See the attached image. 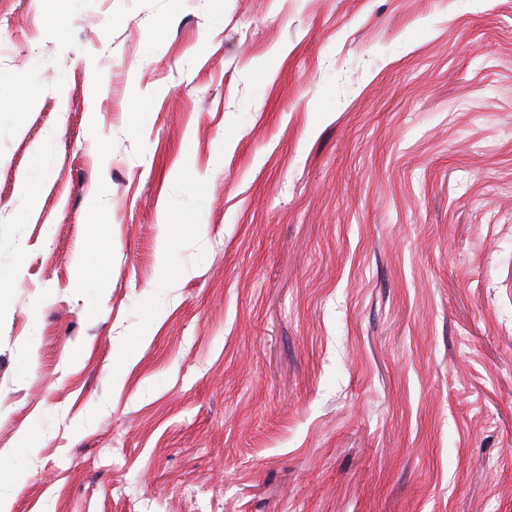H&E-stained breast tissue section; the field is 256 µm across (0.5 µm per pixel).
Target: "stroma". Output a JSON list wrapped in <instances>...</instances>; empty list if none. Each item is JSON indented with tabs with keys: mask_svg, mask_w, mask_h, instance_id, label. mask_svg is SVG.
Segmentation results:
<instances>
[{
	"mask_svg": "<svg viewBox=\"0 0 512 512\" xmlns=\"http://www.w3.org/2000/svg\"><path fill=\"white\" fill-rule=\"evenodd\" d=\"M0 499L512 512V0H0ZM110 266V255L108 251L101 248L93 253H88L83 257L79 264L80 273L93 270L97 274L104 276L107 274Z\"/></svg>",
	"mask_w": 512,
	"mask_h": 512,
	"instance_id": "35a3bbf8",
	"label": "stroma"
}]
</instances>
